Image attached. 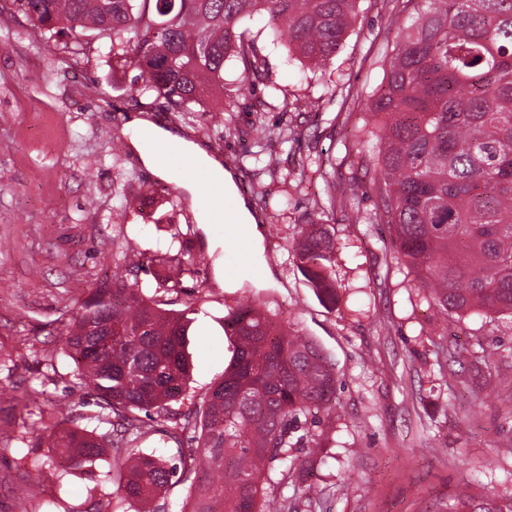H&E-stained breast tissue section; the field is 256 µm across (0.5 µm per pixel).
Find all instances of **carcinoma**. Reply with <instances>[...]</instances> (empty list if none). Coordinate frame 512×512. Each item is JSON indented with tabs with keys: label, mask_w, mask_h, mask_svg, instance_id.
I'll return each instance as SVG.
<instances>
[{
	"label": "carcinoma",
	"mask_w": 512,
	"mask_h": 512,
	"mask_svg": "<svg viewBox=\"0 0 512 512\" xmlns=\"http://www.w3.org/2000/svg\"><path fill=\"white\" fill-rule=\"evenodd\" d=\"M360 0H11L41 34L68 31L112 39V57L138 74L124 86L133 100H163L187 116L224 94V66L244 65V80L265 79L245 23L269 14L273 39L301 65L332 66L359 18ZM379 199L368 224H388L398 259L430 290L448 317L512 318V0H419L416 17L394 42L384 84L370 96ZM336 242L324 224H307L293 263L325 304H336L329 264ZM155 289H174L196 260L159 255ZM64 352L95 391L103 433L45 425L38 446L56 448L71 466L109 447L121 500H154L178 469L201 471L194 512H268L267 472L290 471L296 443L318 445L300 417L330 400L336 376L312 341L296 336L252 303L228 311L233 355L201 405L180 416L192 372L188 320L158 307L149 288H131L113 272L93 302L65 325ZM145 413L140 417L139 413ZM193 431L197 448L181 465L145 454L152 432ZM448 512H512L464 496Z\"/></svg>",
	"instance_id": "1"
}]
</instances>
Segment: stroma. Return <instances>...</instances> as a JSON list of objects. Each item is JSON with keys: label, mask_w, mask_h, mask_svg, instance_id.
<instances>
[{"label": "stroma", "mask_w": 512, "mask_h": 512, "mask_svg": "<svg viewBox=\"0 0 512 512\" xmlns=\"http://www.w3.org/2000/svg\"><path fill=\"white\" fill-rule=\"evenodd\" d=\"M359 6L324 71L289 61L267 17H255L248 27L265 84H244L241 63L228 61L231 111L211 105L187 120L162 102L123 95L108 38L86 37L73 57L61 51L66 36L45 39L20 14L12 34L0 36V512H43L48 501L62 512H135L115 494L111 455L87 474L66 469L59 451L34 439L49 418L95 426V395L61 353L65 323L113 271L145 285L155 256L180 251L198 256L194 273L156 296L189 320L193 369L174 411L202 403L223 379L232 357L224 316L243 303H260L308 337L334 368V399L308 416L325 447L298 449L305 478L271 471L273 512H448L462 488L479 500L512 498V321L444 319L401 267L390 226L356 220L350 209L355 198L364 213L376 201L357 167L371 158L376 127L366 103L412 16L394 15L392 0ZM270 84L287 100L268 98ZM133 113L191 138L232 172L262 228L261 263L244 262L223 225H200L177 179L151 175L130 153L121 125ZM287 128L296 136L283 145L278 134ZM260 141L274 162L262 174L238 163ZM317 210L336 237L332 305L291 256ZM226 266L239 270L230 286ZM34 463L38 493L22 507L16 488Z\"/></svg>", "instance_id": "1"}]
</instances>
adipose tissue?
I'll return each mask as SVG.
<instances>
[{
    "mask_svg": "<svg viewBox=\"0 0 512 512\" xmlns=\"http://www.w3.org/2000/svg\"><path fill=\"white\" fill-rule=\"evenodd\" d=\"M125 127L130 130V146L137 152L142 165L155 177L166 180L170 177V170L158 153L146 150L147 141L153 140L162 143H173L187 155L193 158L201 174L183 181L182 187L192 198L204 200L205 205L198 213V221L202 224H218L228 222V235L239 240L245 247L247 260H254L262 242V234L245 199L236 190L233 177L224 169L219 160L210 156L198 144L186 140L177 132L159 126L155 122L137 115L129 116ZM222 181L224 185V199L231 205L230 212L224 213L216 210L209 204V179Z\"/></svg>",
    "mask_w": 512,
    "mask_h": 512,
    "instance_id": "ef3b65f1",
    "label": "adipose tissue"
}]
</instances>
